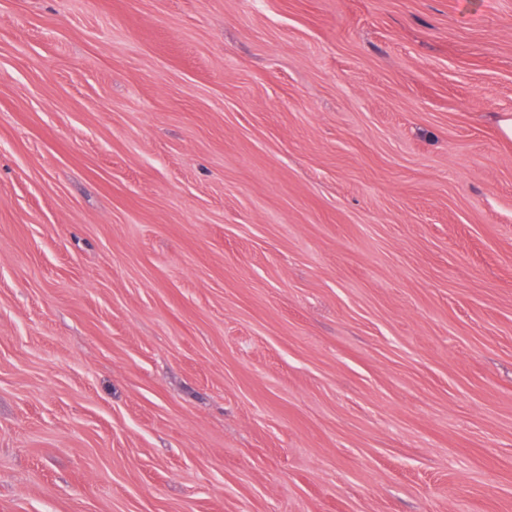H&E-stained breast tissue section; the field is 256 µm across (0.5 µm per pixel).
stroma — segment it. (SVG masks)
Listing matches in <instances>:
<instances>
[{
    "mask_svg": "<svg viewBox=\"0 0 512 512\" xmlns=\"http://www.w3.org/2000/svg\"><path fill=\"white\" fill-rule=\"evenodd\" d=\"M512 0H0V512H512Z\"/></svg>",
    "mask_w": 512,
    "mask_h": 512,
    "instance_id": "stroma-1",
    "label": "stroma"
}]
</instances>
